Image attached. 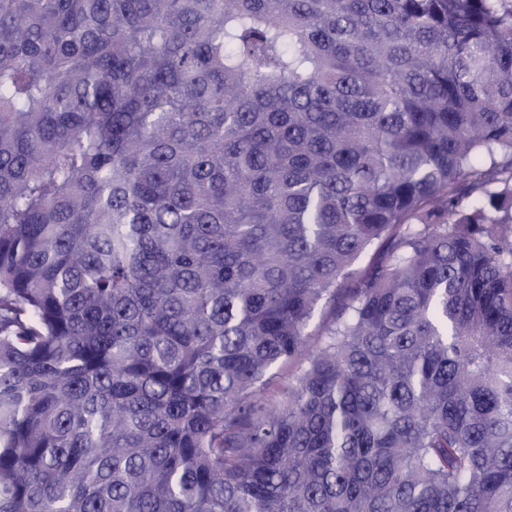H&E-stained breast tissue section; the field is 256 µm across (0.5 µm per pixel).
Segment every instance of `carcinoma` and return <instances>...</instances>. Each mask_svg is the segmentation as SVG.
Masks as SVG:
<instances>
[{
  "label": "carcinoma",
  "mask_w": 512,
  "mask_h": 512,
  "mask_svg": "<svg viewBox=\"0 0 512 512\" xmlns=\"http://www.w3.org/2000/svg\"><path fill=\"white\" fill-rule=\"evenodd\" d=\"M0 512H512V0H0Z\"/></svg>",
  "instance_id": "obj_1"
}]
</instances>
